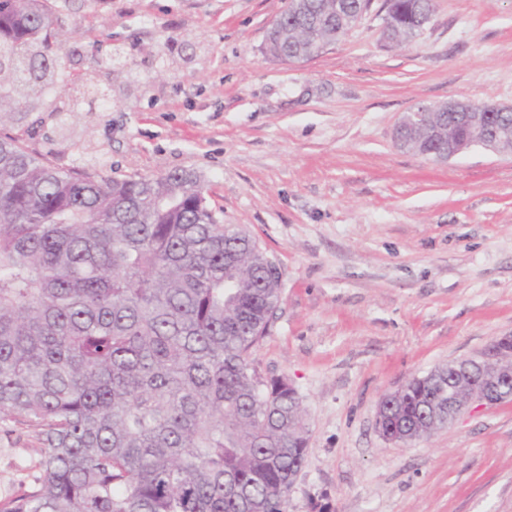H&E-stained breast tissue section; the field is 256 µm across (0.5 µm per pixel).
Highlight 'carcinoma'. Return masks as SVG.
Listing matches in <instances>:
<instances>
[{
  "label": "carcinoma",
  "mask_w": 512,
  "mask_h": 512,
  "mask_svg": "<svg viewBox=\"0 0 512 512\" xmlns=\"http://www.w3.org/2000/svg\"><path fill=\"white\" fill-rule=\"evenodd\" d=\"M363 0H290L266 37L318 54ZM392 42L431 0H395ZM68 57L53 0H0V127ZM281 296L275 259L221 223L199 176L62 169L0 135V426L39 429L40 486L0 512H284L305 463L302 401L252 349ZM448 366L379 403L405 444L448 426Z\"/></svg>",
  "instance_id": "cac0c4a2"
}]
</instances>
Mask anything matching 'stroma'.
I'll list each match as a JSON object with an SVG mask.
<instances>
[{
  "instance_id": "obj_1",
  "label": "stroma",
  "mask_w": 512,
  "mask_h": 512,
  "mask_svg": "<svg viewBox=\"0 0 512 512\" xmlns=\"http://www.w3.org/2000/svg\"><path fill=\"white\" fill-rule=\"evenodd\" d=\"M288 0H70L62 82L7 127L63 168L196 172L211 206L275 257L281 297L250 355L305 409L306 461L285 512H512V402L410 443L382 396L512 336V153L445 162L398 148L421 104L512 105V0H432L409 47L371 10L303 62L267 55ZM123 52L112 69L96 59ZM112 97L88 107V77ZM37 429L0 428V498L39 475Z\"/></svg>"
}]
</instances>
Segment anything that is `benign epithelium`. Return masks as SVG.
Returning <instances> with one entry per match:
<instances>
[{"instance_id":"1","label":"benign epithelium","mask_w":512,"mask_h":512,"mask_svg":"<svg viewBox=\"0 0 512 512\" xmlns=\"http://www.w3.org/2000/svg\"><path fill=\"white\" fill-rule=\"evenodd\" d=\"M442 108L453 113L454 121L461 126H471L482 130L479 137L457 142H448L445 159H450L472 146H482L494 152H506L508 148L500 139L499 133H487L483 131L481 113L508 107L500 104L473 106L459 101H450L442 105ZM433 106L423 104L406 113L395 127L394 140L397 145L407 149L410 144L405 142L400 133L407 123L411 122L421 127L428 137L437 139L441 137V128L431 118ZM461 377L450 382L448 387V422H453L458 416L469 410L475 403L481 405H497L512 402V391L508 385L512 383V369L506 370L495 365L490 355L482 352L475 358L460 360L457 362Z\"/></svg>"}]
</instances>
